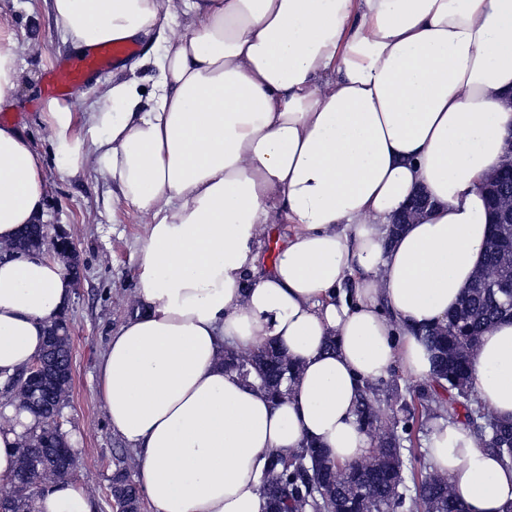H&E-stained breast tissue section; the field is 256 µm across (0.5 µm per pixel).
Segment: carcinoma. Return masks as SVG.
I'll use <instances>...</instances> for the list:
<instances>
[{
	"label": "carcinoma",
	"instance_id": "obj_1",
	"mask_svg": "<svg viewBox=\"0 0 512 512\" xmlns=\"http://www.w3.org/2000/svg\"><path fill=\"white\" fill-rule=\"evenodd\" d=\"M485 265L495 268L506 278L512 276V256L499 245L486 248ZM512 309L495 289L480 279L471 282L458 307L448 315V323L421 331L423 340L435 351V384L456 391L448 414H456V405L468 404L472 397V355L479 338L496 321L509 316ZM71 337L47 336L44 353L54 366L51 385L58 403L68 401L72 380L63 357L70 352ZM224 367L238 372L243 379L255 374L261 388L273 399L285 395L282 389L295 365L282 353L269 347L254 353L247 366L240 365L229 353ZM380 415L371 387H366L358 406L361 426L372 425ZM487 444L501 458L512 461V422L495 420V432L477 429ZM50 435L40 426L28 449L19 450V464L13 491L5 496V512H31V488L48 480H67L75 462L62 461L41 447ZM404 438L392 433L371 450L367 459L349 466L350 472L336 476L340 465L332 463L325 453L308 445L296 454L272 459L264 484L267 512H466L452 495L448 480L431 469L413 478L415 495L399 491L405 478L395 474L401 458ZM130 459H117L109 487L111 500L118 506H130V512L142 509V496L129 478Z\"/></svg>",
	"mask_w": 512,
	"mask_h": 512
}]
</instances>
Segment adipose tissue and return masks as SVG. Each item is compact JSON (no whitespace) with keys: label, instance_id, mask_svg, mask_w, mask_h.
Masks as SVG:
<instances>
[{"label":"adipose tissue","instance_id":"ef3b65f1","mask_svg":"<svg viewBox=\"0 0 512 512\" xmlns=\"http://www.w3.org/2000/svg\"><path fill=\"white\" fill-rule=\"evenodd\" d=\"M74 51L162 46L146 80L116 78L82 111L49 107L68 176L102 162L113 205L148 219L135 303L109 336L99 391L153 512H265L272 456L315 441L348 465L369 453L366 384L433 375L420 327L446 323L485 262L482 187L512 133V0H44ZM19 79L0 26V108ZM33 141L0 125V385L42 351L68 308L59 260L10 255L44 217ZM426 212L390 235L417 193ZM287 225L272 265L259 246ZM334 350H326L327 341ZM279 347L286 394L226 370L230 351ZM473 391L512 420V320L482 335ZM37 419L0 398V486ZM432 468L467 512H512V463L435 418ZM33 512H91L70 480Z\"/></svg>","mask_w":512,"mask_h":512}]
</instances>
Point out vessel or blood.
Listing matches in <instances>:
<instances>
[{"label": "vessel or blood", "instance_id": "obj_1", "mask_svg": "<svg viewBox=\"0 0 512 512\" xmlns=\"http://www.w3.org/2000/svg\"><path fill=\"white\" fill-rule=\"evenodd\" d=\"M133 51V44L125 41L90 48L77 58L61 61L49 76L48 88L56 94H66L89 81L108 64L120 63Z\"/></svg>", "mask_w": 512, "mask_h": 512}]
</instances>
